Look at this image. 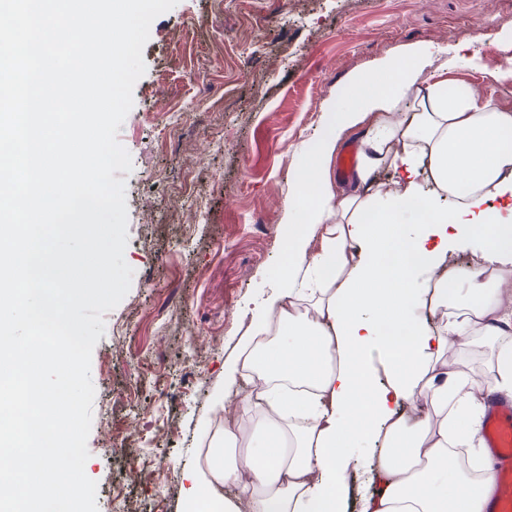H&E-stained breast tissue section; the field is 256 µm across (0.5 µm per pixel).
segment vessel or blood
I'll list each match as a JSON object with an SVG mask.
<instances>
[{"instance_id":"obj_1","label":"vessel or blood","mask_w":512,"mask_h":512,"mask_svg":"<svg viewBox=\"0 0 512 512\" xmlns=\"http://www.w3.org/2000/svg\"><path fill=\"white\" fill-rule=\"evenodd\" d=\"M493 463L495 490L486 512H512V400L488 393L480 434Z\"/></svg>"}]
</instances>
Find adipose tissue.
<instances>
[{"label":"adipose tissue","mask_w":512,"mask_h":512,"mask_svg":"<svg viewBox=\"0 0 512 512\" xmlns=\"http://www.w3.org/2000/svg\"><path fill=\"white\" fill-rule=\"evenodd\" d=\"M430 65L399 54L354 77L333 133L300 172L282 286L224 366L225 388L248 378L243 410L268 423L248 438L224 432L234 457L219 475L251 485L249 499L214 497L206 472L193 470L186 512H484L489 476L472 479L451 451L479 440L485 389L512 395V249L498 243L512 223V110L470 85L428 81ZM354 130V186L338 194L331 160ZM382 167L391 184L377 182ZM422 170L453 209L423 190ZM491 199L504 213L486 209ZM469 240L478 259L445 270ZM476 335L495 342L488 377L448 358ZM374 348L388 369L382 386ZM359 442L382 453L361 474L371 493L352 510L342 472Z\"/></svg>","instance_id":"ef3b65f1"}]
</instances>
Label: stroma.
<instances>
[{"instance_id": "35a3bbf8", "label": "stroma", "mask_w": 512, "mask_h": 512, "mask_svg": "<svg viewBox=\"0 0 512 512\" xmlns=\"http://www.w3.org/2000/svg\"><path fill=\"white\" fill-rule=\"evenodd\" d=\"M510 48L512 0H179L153 21L118 133L134 276L91 362L98 512L116 494L128 512H185L183 473L208 468L219 417L259 422L223 400L224 364L280 279L288 199L349 80L426 50L435 79L512 109L492 78Z\"/></svg>"}]
</instances>
